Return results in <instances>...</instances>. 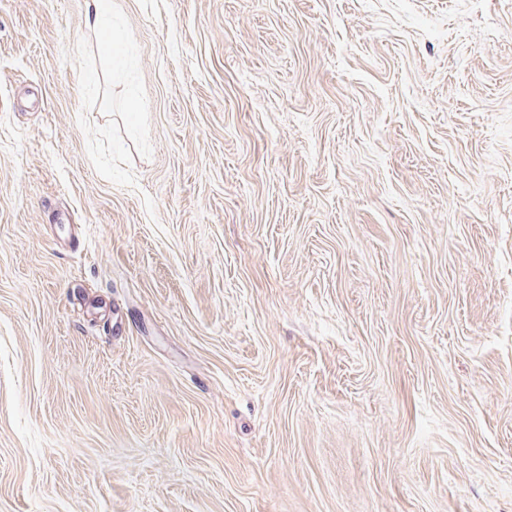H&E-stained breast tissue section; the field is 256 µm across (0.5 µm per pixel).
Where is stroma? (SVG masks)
I'll return each instance as SVG.
<instances>
[{
    "instance_id": "obj_1",
    "label": "stroma",
    "mask_w": 512,
    "mask_h": 512,
    "mask_svg": "<svg viewBox=\"0 0 512 512\" xmlns=\"http://www.w3.org/2000/svg\"><path fill=\"white\" fill-rule=\"evenodd\" d=\"M90 2L0 0V512H512V0Z\"/></svg>"
}]
</instances>
